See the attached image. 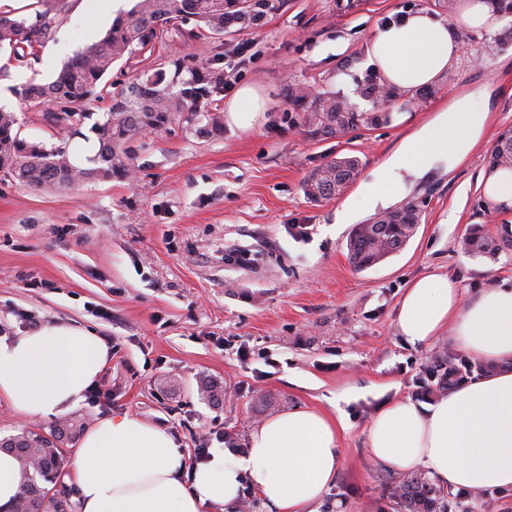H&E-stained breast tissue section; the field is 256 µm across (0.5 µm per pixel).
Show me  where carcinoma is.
Wrapping results in <instances>:
<instances>
[{
  "label": "carcinoma",
  "mask_w": 512,
  "mask_h": 512,
  "mask_svg": "<svg viewBox=\"0 0 512 512\" xmlns=\"http://www.w3.org/2000/svg\"><path fill=\"white\" fill-rule=\"evenodd\" d=\"M39 9L30 17L12 18L0 14V49L19 64L37 57L38 48L48 42L64 10L63 0H38ZM282 0H137L134 7L112 24L108 34L87 47L68 64L56 80L29 84L12 92L35 107L54 105V120L71 137L80 133L93 108L108 103L104 121L94 124L99 150L89 159L91 167L73 165L65 148H46L20 137L16 113L0 106V176L22 186L66 189L79 182L108 181L114 175L128 173L125 159L128 144L145 129H161L174 123L192 122L198 113H206L208 124L218 127L221 115L211 112V97L224 92V68L196 57L172 58L157 68L143 70L131 82L112 84L104 77L112 66L152 50L173 29L185 36L210 44L224 42V36L247 31L260 25L278 11ZM194 21V28L183 31L182 24ZM360 95L373 103L392 104L402 98L421 101L433 95L429 89L401 92L387 85L380 74H365ZM288 100L302 112L303 126L309 135L330 139L347 134L363 123L390 120V113L368 117L357 104L334 92L313 90L300 82L288 83ZM356 156L343 157L315 169L303 182L305 194L318 201L342 195L360 172ZM488 170L512 169V136L500 135L488 160ZM421 212L409 202L402 207L358 224L348 243L349 257L358 269L369 268L399 251L413 237ZM465 247L474 254H492L512 248V239L494 241L475 228L465 239ZM15 453L28 481L11 505L10 512H41L47 488L38 480L50 482L67 464L59 445L42 434L23 431L0 443ZM401 512H448V503L424 477L416 474L396 487Z\"/></svg>",
  "instance_id": "1"
}]
</instances>
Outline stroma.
<instances>
[{
	"label": "stroma",
	"mask_w": 512,
	"mask_h": 512,
	"mask_svg": "<svg viewBox=\"0 0 512 512\" xmlns=\"http://www.w3.org/2000/svg\"><path fill=\"white\" fill-rule=\"evenodd\" d=\"M448 0H284L256 29L234 33L222 49L166 35L155 57L221 55L236 87L267 101L249 128L224 122L201 134L204 117L139 136L132 174L64 190L0 180V336L28 334V317L88 327L112 348L98 382L112 398L82 401L67 417L91 427L129 413L167 430L185 455L211 432L247 447L251 431L294 409H309L338 429L340 463L323 512H399L397 468L367 450L371 417L385 402L440 399L432 370L464 361L451 336L409 347L395 321L415 279L441 271L463 298L512 286V250L471 254L474 227L500 239L512 206L494 222L483 215L481 176L499 135L512 129V14L492 36L463 33L465 50L434 84L435 95L404 111L410 123H379L327 140L310 138L288 101L300 81L356 99L370 70L367 46L377 27L428 9L448 16ZM133 0H68L55 37L31 66L0 52V105L16 112L23 138L59 144L46 111L12 87L48 83L77 52L98 42ZM496 46H489V38ZM486 91L491 112L482 142L455 169L438 162L407 194L421 220L396 254L360 271L349 260L352 226L376 214L358 194L401 138L456 96ZM355 156L357 181L339 197L313 201L302 184L311 170ZM64 417V418H67ZM64 418H24L0 400V440L21 431L49 434ZM448 512H512V491L449 493Z\"/></svg>",
	"instance_id": "35a3bbf8"
}]
</instances>
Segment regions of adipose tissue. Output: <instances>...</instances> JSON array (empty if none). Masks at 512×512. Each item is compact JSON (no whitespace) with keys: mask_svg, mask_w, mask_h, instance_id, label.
Segmentation results:
<instances>
[{"mask_svg":"<svg viewBox=\"0 0 512 512\" xmlns=\"http://www.w3.org/2000/svg\"><path fill=\"white\" fill-rule=\"evenodd\" d=\"M461 3L458 25L422 10L375 30L367 53L391 86L413 91L431 84L459 60L460 28L497 27L495 0ZM489 119L476 94L455 98L405 136L362 186L363 199L388 207L406 192L405 172L423 173L438 162L455 168L482 141ZM396 328L414 348L450 332L484 370L433 404H384L368 427L370 456L406 473L425 468L454 491L512 490V286L486 288L466 301L448 274L423 275L406 289ZM111 357L100 336L62 322L0 336V399L27 418L64 414ZM339 460L335 426L313 411L273 417L251 432L246 453L217 448L191 469L166 430L123 413L86 431L69 479L81 512H201L208 502L234 506L247 486L270 512H321Z\"/></svg>","mask_w":512,"mask_h":512,"instance_id":"ef3b65f1","label":"adipose tissue"}]
</instances>
